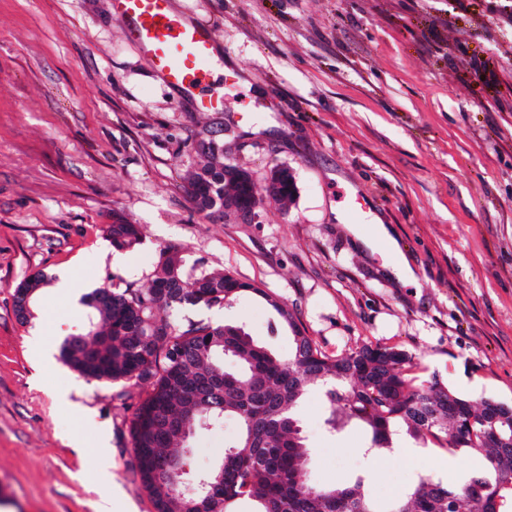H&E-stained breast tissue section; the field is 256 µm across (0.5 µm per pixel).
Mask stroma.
Listing matches in <instances>:
<instances>
[{"label": "stroma", "mask_w": 512, "mask_h": 512, "mask_svg": "<svg viewBox=\"0 0 512 512\" xmlns=\"http://www.w3.org/2000/svg\"><path fill=\"white\" fill-rule=\"evenodd\" d=\"M217 44L197 111L166 84L112 13V0H0V512H93L120 486L155 512L132 469L129 424L141 387L37 362L32 324L13 311L34 272H70L73 295L44 288L35 318L52 348L83 332L79 296L102 284L147 287L161 249L230 270L292 307L319 347L380 343L406 351L419 379L473 402L512 406V0H175ZM236 73L235 85L223 83ZM263 183L291 169L288 210L252 224L206 218L183 186L201 142ZM142 242L116 250L113 214ZM391 228L418 282L347 231ZM180 317L231 321L287 357L286 333L252 293ZM317 486L363 478L389 512L391 486L460 485L478 456L397 438L379 455L358 423L331 431L320 385L295 409ZM238 433L192 441L209 469ZM90 451L78 457L69 441ZM106 440L109 467L91 448Z\"/></svg>", "instance_id": "obj_1"}]
</instances>
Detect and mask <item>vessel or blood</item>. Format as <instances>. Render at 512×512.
Returning <instances> with one entry per match:
<instances>
[{"instance_id": "obj_1", "label": "vessel or blood", "mask_w": 512, "mask_h": 512, "mask_svg": "<svg viewBox=\"0 0 512 512\" xmlns=\"http://www.w3.org/2000/svg\"><path fill=\"white\" fill-rule=\"evenodd\" d=\"M129 39L166 83L192 97L197 108L215 110L222 99L205 94L214 40L205 25L174 7L173 0H113Z\"/></svg>"}]
</instances>
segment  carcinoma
Instances as JSON below:
<instances>
[{
	"label": "carcinoma",
	"instance_id": "carcinoma-1",
	"mask_svg": "<svg viewBox=\"0 0 512 512\" xmlns=\"http://www.w3.org/2000/svg\"><path fill=\"white\" fill-rule=\"evenodd\" d=\"M202 161L188 177L187 192L197 212L224 213V196L237 188L224 183V155L201 145ZM106 234L117 250L142 241L139 225L113 216ZM48 285L35 272L13 293L21 323L33 317L39 292ZM261 296L291 334L292 350L282 360L234 323L178 319L185 305L224 307L240 293ZM31 295L30 309L23 296ZM86 329L78 346L65 338L60 357L80 376L99 382L125 381L148 387L130 425L134 465L156 512H186L191 500L204 512H233L238 499L254 501L257 512H376L362 479L317 487L302 480L308 448L294 410L315 383L326 387L329 417L337 427L356 420L370 431V450L393 447L399 431L417 442L485 453L487 465L461 486L424 478L396 495L391 512H512V407L494 400L475 406L440 382L409 377L410 358L396 347L363 345L342 356L323 352L279 298L231 271L209 272L188 263L181 249L166 246L147 288L100 286L81 298ZM232 358L237 369H224ZM228 415L240 423L206 472L192 465L190 439L215 430ZM181 462V472L164 468Z\"/></svg>",
	"mask_w": 512,
	"mask_h": 512
}]
</instances>
